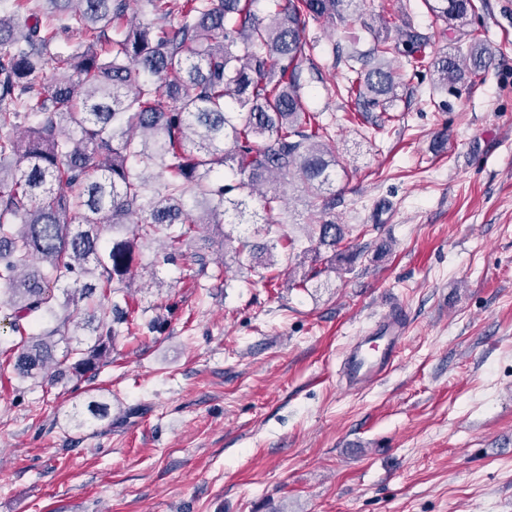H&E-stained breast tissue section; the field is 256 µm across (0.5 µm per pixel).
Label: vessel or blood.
<instances>
[{
	"mask_svg": "<svg viewBox=\"0 0 512 512\" xmlns=\"http://www.w3.org/2000/svg\"><path fill=\"white\" fill-rule=\"evenodd\" d=\"M406 339L405 312L393 307L347 348L341 361L345 389L360 391L385 376Z\"/></svg>",
	"mask_w": 512,
	"mask_h": 512,
	"instance_id": "b4317fda",
	"label": "vessel or blood"
}]
</instances>
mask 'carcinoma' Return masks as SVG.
I'll return each mask as SVG.
<instances>
[{
    "label": "carcinoma",
    "instance_id": "1",
    "mask_svg": "<svg viewBox=\"0 0 512 512\" xmlns=\"http://www.w3.org/2000/svg\"><path fill=\"white\" fill-rule=\"evenodd\" d=\"M133 2L12 0L27 13L20 27L0 13V321L18 337L8 364L22 380L98 370L121 325L134 321L137 242L164 239L169 260L200 226L234 224L249 208L267 232L289 178L310 189L319 213L299 283L324 272L327 253L353 260L338 249L345 225L331 215L335 202L322 196L338 160L302 95L309 20L343 29L354 45L336 60L362 111L386 108L405 85L387 40L375 35L367 50L355 48L358 0H269L263 16L255 0H147L156 22L142 24L129 20ZM426 4L452 43L453 23L475 12L474 0ZM69 30L80 40L60 52ZM398 44L414 55L423 39L408 25ZM490 59L473 37L465 53L437 57L430 69L438 86L453 88ZM31 117L37 123L24 137L10 135ZM123 226L131 237L102 243L104 229ZM277 245L241 241L235 251L266 253L259 266L272 281ZM39 314L57 326L29 331ZM84 330L93 343L56 354L61 338ZM86 411L104 420L111 404L92 396Z\"/></svg>",
    "mask_w": 512,
    "mask_h": 512
}]
</instances>
